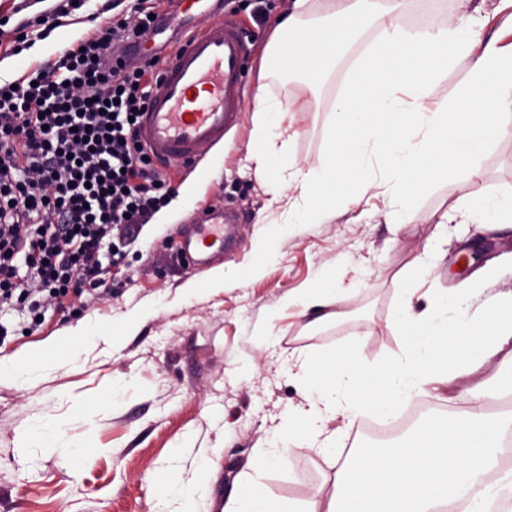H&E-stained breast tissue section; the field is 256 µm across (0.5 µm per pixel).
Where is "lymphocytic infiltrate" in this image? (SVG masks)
Returning a JSON list of instances; mask_svg holds the SVG:
<instances>
[{"instance_id":"obj_1","label":"lymphocytic infiltrate","mask_w":512,"mask_h":512,"mask_svg":"<svg viewBox=\"0 0 512 512\" xmlns=\"http://www.w3.org/2000/svg\"><path fill=\"white\" fill-rule=\"evenodd\" d=\"M151 13L137 0L80 47L0 83V318L23 309L41 321L82 284L104 298L133 230L166 202V175L137 136L159 59L112 53L151 30Z\"/></svg>"}]
</instances>
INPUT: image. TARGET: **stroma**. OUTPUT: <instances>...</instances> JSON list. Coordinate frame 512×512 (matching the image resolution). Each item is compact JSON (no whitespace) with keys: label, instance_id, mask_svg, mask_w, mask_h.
<instances>
[{"label":"stroma","instance_id":"1","mask_svg":"<svg viewBox=\"0 0 512 512\" xmlns=\"http://www.w3.org/2000/svg\"><path fill=\"white\" fill-rule=\"evenodd\" d=\"M292 0H224V17L245 34L236 125L223 141L201 149L195 163L171 169L167 179L182 204L169 223L148 222L134 232L124 261L111 271L112 294L100 300L70 296L64 312L47 313L33 331L18 316L8 318L9 336L0 358L39 349L42 378L0 381V512H180V488L194 490V512H224L260 449L278 435L282 419L303 400L289 364L307 356L348 348L363 363L389 359L399 346L392 331L401 275L421 265L420 288L463 298L479 316L512 292V227L436 220L457 198L471 192L512 195V134L495 139L479 160L481 178L441 180L390 223L381 197L337 206L316 224H295L272 235L286 220L276 192L297 198L287 182L271 185L249 157L254 151L257 84L280 102L302 98L307 109L288 113L269 151L287 147L301 167H315L329 150L327 132L344 76L372 42L361 40L338 58L333 75L318 80L314 93L300 94V75L261 70L260 59L272 22ZM500 0H407L401 24L433 17L458 24L464 12L487 17L486 34L504 22ZM101 0H85L60 18L45 39L13 54L10 36L0 37L4 77L27 76L63 48L79 43L93 28ZM219 209L234 215L237 245L224 258L188 265L178 257L182 225ZM467 265H460L462 256ZM223 270V281L212 280ZM326 284L341 295L347 322L310 328L311 314L288 297ZM103 334L86 339L75 360L62 359L59 337L86 327ZM122 327L113 336V327ZM499 367L488 358L462 371L449 395H425L434 415L448 417L498 393L486 381ZM124 391L111 394L113 381ZM61 426L67 450L28 448L22 435L38 420ZM335 449L288 456L265 476L268 495L310 503L324 500L336 475V461L349 443L370 446L365 435L339 429ZM174 493L153 497L157 480Z\"/></svg>","mask_w":512,"mask_h":512}]
</instances>
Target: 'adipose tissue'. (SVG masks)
I'll list each match as a JSON object with an SVG mask.
<instances>
[{"label":"adipose tissue","instance_id":"obj_1","mask_svg":"<svg viewBox=\"0 0 512 512\" xmlns=\"http://www.w3.org/2000/svg\"><path fill=\"white\" fill-rule=\"evenodd\" d=\"M311 0H294L277 19L265 66H289L322 77L354 44L364 27L377 37L349 73L342 101L328 131L332 148L318 167L303 170L288 153L271 158L265 146L286 113L265 85L254 94L257 171L279 178L294 171L300 197L288 208L298 224H314L338 199L337 187H352L345 204L356 205L378 183L387 186L390 217L412 206L420 188L443 178L470 174L495 137L512 131V25L484 36L487 19L469 16L467 26L406 27L394 18L403 0H331L329 15L314 24L303 18ZM467 61V83L455 97L437 100L433 86L458 61ZM474 224H512V197L472 194L458 199L441 217ZM417 271L403 279L393 330L399 354L383 364L350 361L346 353L317 354L302 368V424L289 425L284 443L260 452L242 489L224 512H310L305 505L268 496L266 473L285 455L331 443L330 421L351 426L361 414L387 418L403 401L448 389L474 358L501 356L512 365V294L475 322L459 297L435 295L414 308ZM315 312L313 327L344 319L335 289L309 287L296 298ZM503 429L499 421L474 413L451 424L431 418L417 436L398 446L337 461L336 480L325 512H448L470 499V512H485V498L499 486Z\"/></svg>","mask_w":512,"mask_h":512}]
</instances>
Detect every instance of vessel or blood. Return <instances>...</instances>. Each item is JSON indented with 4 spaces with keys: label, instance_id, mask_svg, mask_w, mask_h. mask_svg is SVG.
I'll return each mask as SVG.
<instances>
[{
    "label": "vessel or blood",
    "instance_id": "vessel-or-blood-1",
    "mask_svg": "<svg viewBox=\"0 0 512 512\" xmlns=\"http://www.w3.org/2000/svg\"><path fill=\"white\" fill-rule=\"evenodd\" d=\"M220 11L222 0H180L183 26L203 8ZM245 42L239 27L223 20L188 37L170 60L161 87L150 99L138 134L159 162L187 164L198 148L223 139L238 119L239 101L231 90L242 80ZM227 245L224 218L209 215L182 228L181 257L204 264Z\"/></svg>",
    "mask_w": 512,
    "mask_h": 512
}]
</instances>
